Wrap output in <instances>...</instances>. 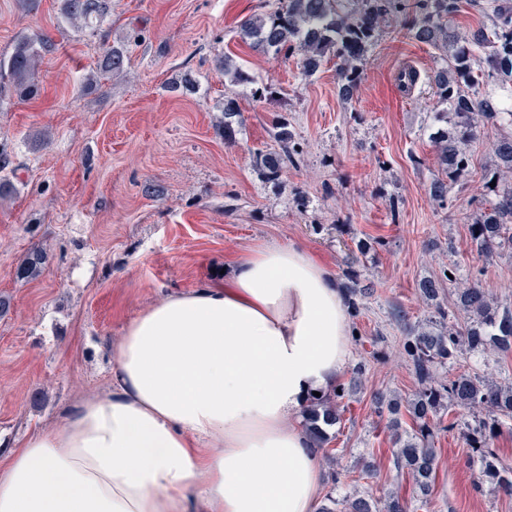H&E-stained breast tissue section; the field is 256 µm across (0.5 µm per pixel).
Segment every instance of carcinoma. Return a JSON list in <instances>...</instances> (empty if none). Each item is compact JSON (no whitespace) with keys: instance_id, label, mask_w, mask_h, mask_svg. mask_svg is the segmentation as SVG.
<instances>
[{"instance_id":"1","label":"carcinoma","mask_w":512,"mask_h":512,"mask_svg":"<svg viewBox=\"0 0 512 512\" xmlns=\"http://www.w3.org/2000/svg\"><path fill=\"white\" fill-rule=\"evenodd\" d=\"M490 18L462 35L453 24L461 12V0H283L275 10L253 15L240 24L244 39L255 50L278 55L291 50L301 53L307 75L319 71L324 62L336 59L338 93L351 98L361 79L360 66L372 45L381 22L392 14L412 13L407 28L410 38L440 51L444 66L435 72L439 101L447 111L434 115L436 122L448 123V113L457 118L454 131L439 127L431 132L437 151V174L430 184L438 207L448 205V190L470 166L467 148L480 122L512 126V100L494 103L483 94L484 82L497 79L512 84V0H469ZM107 9V0H63L62 14L74 27L93 24ZM45 43L22 36L6 59L0 60V88L8 85L19 98L37 94L41 50ZM483 55L485 67L474 68L476 54ZM127 56L121 47H111L100 75L112 77L124 72ZM219 70L236 85H253L256 79L228 55L219 60ZM224 139L232 140L243 116L235 99L224 98ZM275 147L253 152L254 163L271 180H277L288 166L298 164L300 148L287 122L276 120L269 130ZM496 164L484 174L487 182L512 174V133L493 144ZM494 199L487 200L469 227L470 242L480 257L512 253V185L494 186ZM385 246L373 238L357 245L346 260L348 284L344 299L348 313L358 314L371 288L361 284L356 267L365 265L371 254ZM43 256L30 253L17 267L16 275L32 280L41 273ZM448 287L450 301L441 299ZM421 296L434 309L426 322L407 324L408 314L393 305L388 321L404 325V360L414 378L415 389L408 399L379 395L372 412L385 422L393 444L389 462L399 474L411 477L413 502L390 493L383 498L369 494L327 495L320 512H418L428 508L437 466L435 439L454 430L463 435L470 448L469 462L477 472L475 489L488 484L512 495V466L500 456L495 442L503 433L504 420L512 419V382H502L488 372L464 369L474 353H512V306L494 301L476 278L461 279L457 268L445 266L438 277L418 284ZM368 362L360 360L350 379L331 390L313 396L303 410V422L317 447L325 448L336 438L343 423L347 400L366 374ZM331 465L330 478L338 491L353 480V471Z\"/></svg>"}]
</instances>
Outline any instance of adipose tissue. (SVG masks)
Listing matches in <instances>:
<instances>
[{"mask_svg": "<svg viewBox=\"0 0 512 512\" xmlns=\"http://www.w3.org/2000/svg\"><path fill=\"white\" fill-rule=\"evenodd\" d=\"M351 358L333 271L302 244L260 245L127 324L111 389L0 470V512H318L302 411Z\"/></svg>", "mask_w": 512, "mask_h": 512, "instance_id": "adipose-tissue-1", "label": "adipose tissue"}]
</instances>
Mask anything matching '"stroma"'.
<instances>
[{
    "label": "stroma",
    "instance_id": "35a3bbf8",
    "mask_svg": "<svg viewBox=\"0 0 512 512\" xmlns=\"http://www.w3.org/2000/svg\"><path fill=\"white\" fill-rule=\"evenodd\" d=\"M278 2L110 0L93 27L77 30L61 0H36L28 12L0 0V58L24 35L50 43L38 94L0 93V154L14 184L0 200V468L27 437L60 430L78 405L110 389L112 347L146 308L223 282L225 262L263 242H301L338 275L357 242L376 237L386 246L361 270L376 292L353 324L368 337L383 332L385 357L371 362L332 446L343 466L373 454L378 471L356 490L410 495L408 476L389 467L391 443L371 406L375 393L414 389L398 354L404 332L385 313L397 304L411 321L429 317L417 286L448 264L512 304V257H478L468 233L489 197L481 175L495 164L493 144L512 127L480 125L468 170L438 208L429 134L443 109L431 82L442 60L406 37L411 15L382 23L346 102L335 61L307 77L298 54L265 55L240 39L242 19ZM112 46L125 49L129 66L103 79ZM227 53L267 84L265 96L224 77L218 61ZM405 68L419 75L407 94L396 84ZM187 73L196 93L173 88ZM227 96L244 116L232 143L217 131L216 104ZM277 117L292 124L302 154L270 181L252 155L269 143ZM36 248L41 275L17 278ZM436 448L430 512H512V497L474 491L476 472L457 434L442 435Z\"/></svg>",
    "mask_w": 512,
    "mask_h": 512
}]
</instances>
